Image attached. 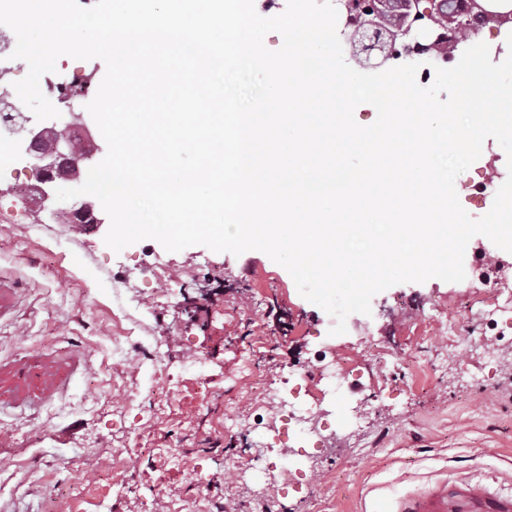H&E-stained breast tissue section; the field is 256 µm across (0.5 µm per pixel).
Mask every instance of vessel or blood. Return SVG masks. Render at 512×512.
Wrapping results in <instances>:
<instances>
[{
    "instance_id": "b4317fda",
    "label": "vessel or blood",
    "mask_w": 512,
    "mask_h": 512,
    "mask_svg": "<svg viewBox=\"0 0 512 512\" xmlns=\"http://www.w3.org/2000/svg\"><path fill=\"white\" fill-rule=\"evenodd\" d=\"M392 512H512V492H492L479 481L461 478L399 501Z\"/></svg>"
}]
</instances>
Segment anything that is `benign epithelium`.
I'll list each match as a JSON object with an SVG mask.
<instances>
[{"instance_id": "7a95c632", "label": "benign epithelium", "mask_w": 512, "mask_h": 512, "mask_svg": "<svg viewBox=\"0 0 512 512\" xmlns=\"http://www.w3.org/2000/svg\"><path fill=\"white\" fill-rule=\"evenodd\" d=\"M349 8L355 12L352 43L362 46L367 60L377 54L387 60L397 46L406 53L415 50L434 56L449 45L448 39L454 37L462 25L476 28L493 13L485 7V0H459L454 5L446 4L445 0H351ZM387 13L393 14L395 21L383 27L380 19ZM493 14L512 22V8ZM73 126L88 129L82 113H71V120L57 128L59 135L51 144L46 139L48 129L29 124L26 117L13 129L23 134L26 154L39 171L42 183H55L56 174L64 168L72 169L66 181L78 183L76 149L85 153L88 149L69 136L68 130ZM43 195L52 200L50 213L54 217L65 215L71 224H105L102 211L89 201L79 197L59 201L52 188L43 190Z\"/></svg>"}]
</instances>
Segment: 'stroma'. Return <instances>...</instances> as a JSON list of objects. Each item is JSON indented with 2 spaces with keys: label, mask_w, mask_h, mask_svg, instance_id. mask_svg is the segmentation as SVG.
<instances>
[{
  "label": "stroma",
  "mask_w": 512,
  "mask_h": 512,
  "mask_svg": "<svg viewBox=\"0 0 512 512\" xmlns=\"http://www.w3.org/2000/svg\"><path fill=\"white\" fill-rule=\"evenodd\" d=\"M506 161L489 138L457 176L472 218L485 210L470 180ZM38 179L23 164L0 170V272L18 295L0 318V432L12 443L0 447V512H261L278 474L240 473L224 425L264 415L241 436L268 442L286 466L285 426L260 391L326 347L356 366L364 427H349L343 398L312 423L288 512H359L464 475L512 488V329L493 325L486 299L437 278L400 283L335 335L264 252H170L151 239L116 252L105 229L78 235L23 204L21 188ZM434 305L486 334L494 356L427 320ZM129 336L159 346L157 361L124 355Z\"/></svg>",
  "instance_id": "obj_1"
}]
</instances>
